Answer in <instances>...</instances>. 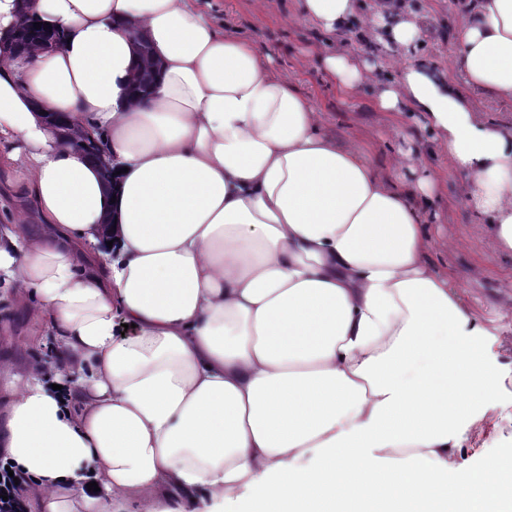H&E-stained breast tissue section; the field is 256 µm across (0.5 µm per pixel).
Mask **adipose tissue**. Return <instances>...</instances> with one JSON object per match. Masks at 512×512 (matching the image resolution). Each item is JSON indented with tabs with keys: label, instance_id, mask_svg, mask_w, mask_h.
Returning <instances> with one entry per match:
<instances>
[{
	"label": "adipose tissue",
	"instance_id": "obj_1",
	"mask_svg": "<svg viewBox=\"0 0 512 512\" xmlns=\"http://www.w3.org/2000/svg\"><path fill=\"white\" fill-rule=\"evenodd\" d=\"M359 8L298 0L296 17L333 36ZM18 9L0 0V159L45 230L0 226V282L35 302L60 364L55 385L35 368L10 382L0 455L26 505L512 512L511 455L449 480L497 379L491 328L427 259L437 175H381L202 0H29L61 41L22 52ZM463 11V86L388 0L363 27L397 79L340 44L321 70L350 95L371 86L377 111L420 117L480 233L512 254V123L465 95L512 101V0ZM141 36L157 66L146 95ZM49 112L104 132L112 182Z\"/></svg>",
	"mask_w": 512,
	"mask_h": 512
}]
</instances>
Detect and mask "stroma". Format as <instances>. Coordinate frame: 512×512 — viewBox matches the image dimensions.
I'll use <instances>...</instances> for the list:
<instances>
[{
  "label": "stroma",
  "mask_w": 512,
  "mask_h": 512,
  "mask_svg": "<svg viewBox=\"0 0 512 512\" xmlns=\"http://www.w3.org/2000/svg\"><path fill=\"white\" fill-rule=\"evenodd\" d=\"M211 10L225 32L247 36L270 56L274 70L290 80L324 115V128L333 136L369 150L376 167L384 173L398 165L401 149L413 148L431 168L441 169L445 160L436 155L433 133L411 117L399 118L377 111L369 92L344 94L325 77L316 51L326 42L316 27L297 20V0H209ZM414 14L423 19L422 52L440 74L456 77V34L462 20L463 0H412ZM8 171L0 170V222L23 215L28 235L44 226L31 201L10 183ZM439 217L429 227L437 244L428 259L438 270L450 273L464 288L465 300L482 320L495 311L512 307V292L501 283L512 274V257L477 232L460 180L443 181L438 190ZM50 342L40 315L18 300L12 291H0V423L11 400L6 372L20 373L32 363L44 364L46 377H53L56 360L46 358ZM491 364L500 378L497 395L469 432L458 450L456 479H464L483 462L512 453V321L500 322L490 339Z\"/></svg>",
  "instance_id": "35a3bbf8"
}]
</instances>
